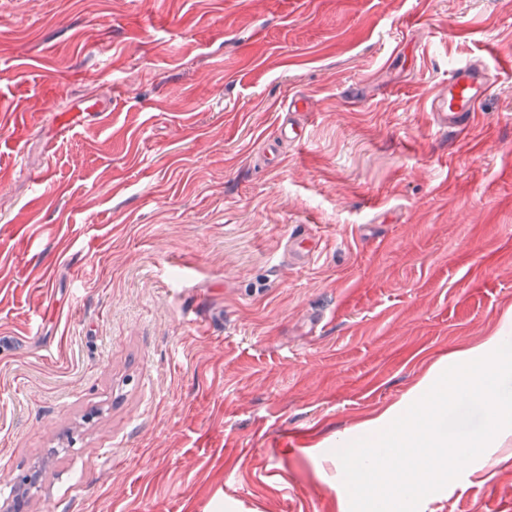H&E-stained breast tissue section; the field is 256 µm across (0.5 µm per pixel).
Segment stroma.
Segmentation results:
<instances>
[{
  "mask_svg": "<svg viewBox=\"0 0 512 512\" xmlns=\"http://www.w3.org/2000/svg\"><path fill=\"white\" fill-rule=\"evenodd\" d=\"M1 97L0 512H349L337 441L512 331V0H0ZM420 512H512V433ZM489 76L477 63H466L452 71L447 91L435 93L428 101L440 130L461 132L474 122L490 82ZM307 110L306 100L302 97H294L288 101L287 112L288 113V122L283 121L280 126V135L281 138L288 139L290 141H296L300 143L302 141L301 133H299L292 122V116L297 112H305Z\"/></svg>",
  "mask_w": 512,
  "mask_h": 512,
  "instance_id": "stroma-1",
  "label": "stroma"
}]
</instances>
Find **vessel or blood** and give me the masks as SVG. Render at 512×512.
Returning a JSON list of instances; mask_svg holds the SVG:
<instances>
[{"label":"vessel or blood","instance_id":"1","mask_svg":"<svg viewBox=\"0 0 512 512\" xmlns=\"http://www.w3.org/2000/svg\"><path fill=\"white\" fill-rule=\"evenodd\" d=\"M489 82L488 72L479 64L456 67L448 79L447 90L435 93L429 100L438 127L451 133L467 129L476 118Z\"/></svg>","mask_w":512,"mask_h":512}]
</instances>
